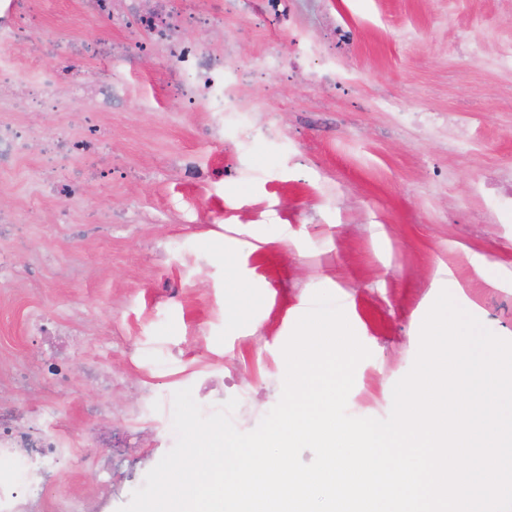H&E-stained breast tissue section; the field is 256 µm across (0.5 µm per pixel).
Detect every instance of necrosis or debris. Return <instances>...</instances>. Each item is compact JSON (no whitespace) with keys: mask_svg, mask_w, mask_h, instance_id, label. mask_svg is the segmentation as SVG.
Listing matches in <instances>:
<instances>
[{"mask_svg":"<svg viewBox=\"0 0 512 512\" xmlns=\"http://www.w3.org/2000/svg\"><path fill=\"white\" fill-rule=\"evenodd\" d=\"M175 0H77L81 13L106 19L133 18L146 35L142 51L162 50L175 67L173 86L178 100L192 105L196 97L209 98L214 111L224 109V58L208 53L190 36L214 22L213 15L175 7ZM63 87L58 78L30 80L27 69L0 66V108L24 112H53L62 103ZM105 146L94 130L78 137L59 134L44 136L37 124L19 126L0 120V173L18 159L38 152L47 166L46 183L56 181V173L88 154H103ZM70 369L69 361L55 357L46 366L55 383L39 384L45 404L34 409L0 395V454L12 456L10 468L0 470V512H37L50 475L42 462L57 456L61 449L77 444L73 433H58L44 425L45 406L59 390L57 381Z\"/></svg>","mask_w":512,"mask_h":512,"instance_id":"obj_1","label":"necrosis or debris"}]
</instances>
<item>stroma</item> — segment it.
<instances>
[{"instance_id":"stroma-1","label":"stroma","mask_w":512,"mask_h":512,"mask_svg":"<svg viewBox=\"0 0 512 512\" xmlns=\"http://www.w3.org/2000/svg\"><path fill=\"white\" fill-rule=\"evenodd\" d=\"M217 24L194 32L230 52L223 113L170 94L173 65L133 54L118 65L46 54L48 42H135L141 34L29 0L23 52L73 84L113 71L106 112H44L45 135L100 122L111 152L78 159L46 193L37 154L0 180V203L24 218L0 236V370L38 366L51 346L31 321L77 332L54 420L83 436L52 495L88 492L111 460L125 506L176 443L173 395L204 414L237 399L242 432L280 399L282 347L313 294L330 292L370 358L347 411L387 418L390 387L410 370L422 321L441 292L496 335L512 337V0H301L293 17L266 0H198ZM197 177L185 174L187 166ZM68 209L67 221L58 218ZM234 263L225 266V255ZM241 288L251 301L224 320ZM108 368L103 395L86 378ZM109 402L117 413L96 417ZM132 428L140 446L97 447L100 429Z\"/></svg>"}]
</instances>
